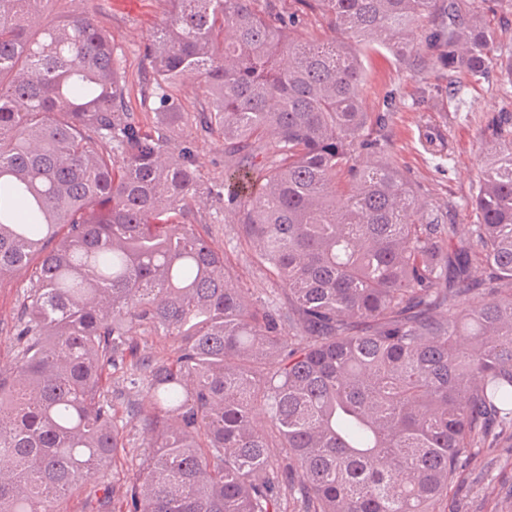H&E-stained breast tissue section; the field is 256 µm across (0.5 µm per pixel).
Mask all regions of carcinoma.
<instances>
[{
    "label": "carcinoma",
    "instance_id": "carcinoma-1",
    "mask_svg": "<svg viewBox=\"0 0 512 512\" xmlns=\"http://www.w3.org/2000/svg\"><path fill=\"white\" fill-rule=\"evenodd\" d=\"M50 2L0 0V281H28L0 366V512H64L108 467L94 512H442L491 424L512 431V116L477 223L442 224L370 138L361 53L512 78L491 28L465 0H299L342 35L302 42L276 0H162L146 129L111 36L86 13L42 23ZM183 77L284 307L188 222ZM109 371L136 401L118 408Z\"/></svg>",
    "mask_w": 512,
    "mask_h": 512
}]
</instances>
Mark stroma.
I'll return each instance as SVG.
<instances>
[{
  "mask_svg": "<svg viewBox=\"0 0 512 512\" xmlns=\"http://www.w3.org/2000/svg\"><path fill=\"white\" fill-rule=\"evenodd\" d=\"M75 10L93 13L111 35L123 56L129 110L142 126L152 127L156 114L142 94L143 52L152 27L162 17L160 0H51L44 18L49 21ZM363 65L362 104L365 111L384 119L383 125L374 127L373 136L384 143L385 157L438 208L442 223H473L470 202L481 179L480 158L493 126L512 114V81L496 70L471 79L448 70L433 55L408 66L384 49L365 55ZM171 92L183 112L171 147L191 148L200 180L213 193L197 205L196 223L204 225L223 249L226 264L243 287L260 299L279 301L281 286L241 238L232 204L216 198L224 190L229 161L223 146L196 122L203 101L199 84L180 80ZM25 286L22 272L0 282V363L14 355V339L1 327L12 323ZM446 505L447 512H512V438L499 447L479 449L470 465L458 471Z\"/></svg>",
  "mask_w": 512,
  "mask_h": 512,
  "instance_id": "stroma-1",
  "label": "stroma"
}]
</instances>
